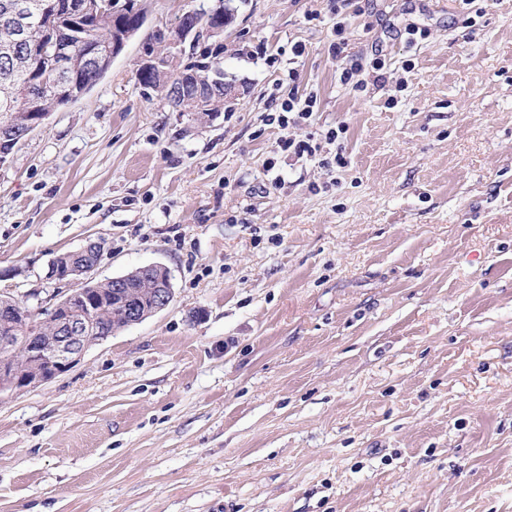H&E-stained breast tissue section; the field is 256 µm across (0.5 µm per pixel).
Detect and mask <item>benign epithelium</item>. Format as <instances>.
<instances>
[{"label": "benign epithelium", "instance_id": "benign-epithelium-1", "mask_svg": "<svg viewBox=\"0 0 512 512\" xmlns=\"http://www.w3.org/2000/svg\"><path fill=\"white\" fill-rule=\"evenodd\" d=\"M213 12L224 14L223 25L214 26L207 21L208 15ZM234 17L235 9L229 6L228 0H217L212 5H202L182 13L177 25L168 29L169 37L164 42L165 55L179 59L186 54L189 47L220 39L224 28L231 25ZM136 35L137 31L134 29L114 27L110 46L94 51L86 60L97 69L109 68ZM82 94L83 91L79 89L70 88L65 91L61 87L49 94L41 85H30L24 89L25 98L38 106L46 100L61 105L67 100L81 97ZM43 119L44 114L38 112L30 121L0 135V164L7 160L14 146L27 139ZM101 254L98 241H89L79 250L71 252L73 262L55 273V278L74 284V288L47 311L46 317L42 318L40 313L30 309L24 329L15 328L0 336V345L3 346V351L0 352L1 395L17 394L50 381L66 372L90 345L101 341V337L97 336L96 323L82 313L70 311L65 317H56L64 309L68 299L76 295L81 296L86 309L90 310L96 305L98 292L86 275L98 266ZM149 298L148 305L133 297L129 299L125 311L127 324L140 323L170 304L173 299L171 279H160L152 283ZM47 323L55 325V335H39L40 326Z\"/></svg>", "mask_w": 512, "mask_h": 512}]
</instances>
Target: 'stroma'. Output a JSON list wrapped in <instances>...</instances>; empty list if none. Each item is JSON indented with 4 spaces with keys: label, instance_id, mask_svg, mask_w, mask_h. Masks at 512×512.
<instances>
[{
    "label": "stroma",
    "instance_id": "stroma-1",
    "mask_svg": "<svg viewBox=\"0 0 512 512\" xmlns=\"http://www.w3.org/2000/svg\"><path fill=\"white\" fill-rule=\"evenodd\" d=\"M234 5L232 108L172 111L135 39L0 164L1 295L91 240L174 288L0 396V512H512V0ZM340 18L384 84H341ZM159 54L157 50L152 45H142L141 56L139 58V68L142 67H150L157 65L159 62ZM138 82L145 89L156 90L160 87H163L165 84V79L167 75L164 73H160L158 70L153 67L147 69H138L136 72ZM316 103V95L309 93L302 99V97H298L297 91L292 88L288 93V99L281 103V111L278 112V115H270L269 121L271 123L277 122L279 126L286 128L291 123L296 124L300 120L310 118Z\"/></svg>",
    "mask_w": 512,
    "mask_h": 512
}]
</instances>
